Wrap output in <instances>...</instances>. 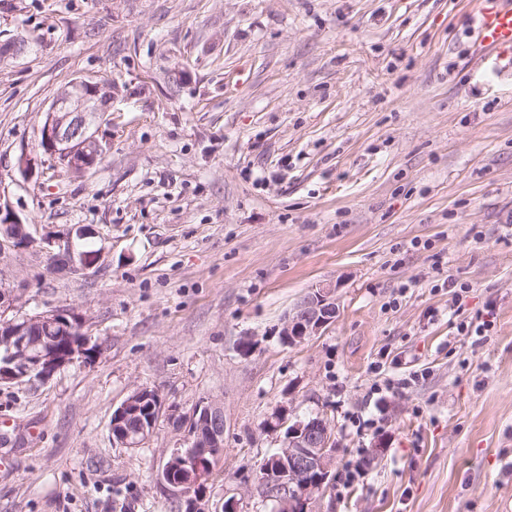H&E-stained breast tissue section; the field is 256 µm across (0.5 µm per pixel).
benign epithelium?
<instances>
[{
	"label": "benign epithelium",
	"mask_w": 512,
	"mask_h": 512,
	"mask_svg": "<svg viewBox=\"0 0 512 512\" xmlns=\"http://www.w3.org/2000/svg\"><path fill=\"white\" fill-rule=\"evenodd\" d=\"M30 48L24 38H16L0 49V58L14 59ZM112 102L111 86L77 78L57 94L45 112L40 129L41 148L55 165L81 175L97 165L105 148L95 128ZM92 234L90 228L77 226L65 236L48 235L40 248L48 256L50 268L66 262L72 273H85L102 259V250L87 253L75 248V239ZM18 248L34 243L28 222L0 193V237ZM21 295L0 279V383L44 382L61 368L76 361H91L102 354L99 345H89L82 335L83 318L61 307L47 306L21 314L16 312ZM335 287L321 285L312 289L288 315L281 330L283 342L296 345L318 334L335 321ZM42 333H70L69 343L38 338ZM166 416L173 428L186 436L188 447L174 449L161 471V480L187 497L190 510L206 491L211 460L224 448V409L212 399H202L191 411L182 413L165 403L157 390L139 387L112 414L113 438L126 447L148 440L156 419ZM286 409H276L268 418L270 431L286 428L283 447L277 455L279 466L256 480L260 494L276 504V512H312L309 505L331 484L338 444L331 424L319 416L286 425Z\"/></svg>",
	"instance_id": "7a95c632"
}]
</instances>
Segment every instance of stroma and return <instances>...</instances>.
<instances>
[{"label":"stroma","mask_w":512,"mask_h":512,"mask_svg":"<svg viewBox=\"0 0 512 512\" xmlns=\"http://www.w3.org/2000/svg\"><path fill=\"white\" fill-rule=\"evenodd\" d=\"M474 10L0 0V43L31 44L0 65V191L36 241H0V278L23 310L85 316L103 348L0 385V512H186L160 479L182 444L167 419L140 447L112 439L142 386L224 407L200 512H272L244 482L282 446L263 428L280 406L335 427L314 512H512V73L477 51ZM76 78L120 87L79 178L39 146ZM79 225L101 267L50 270L39 239ZM321 284L335 322L284 344Z\"/></svg>","instance_id":"obj_1"}]
</instances>
